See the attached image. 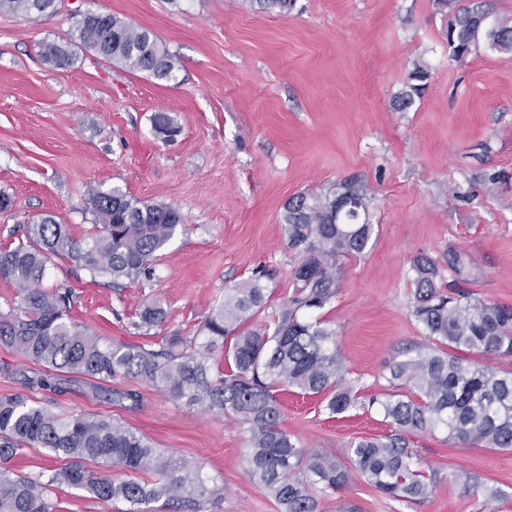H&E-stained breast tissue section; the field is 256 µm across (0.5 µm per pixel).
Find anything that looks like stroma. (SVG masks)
<instances>
[{
  "label": "stroma",
  "instance_id": "obj_1",
  "mask_svg": "<svg viewBox=\"0 0 512 512\" xmlns=\"http://www.w3.org/2000/svg\"><path fill=\"white\" fill-rule=\"evenodd\" d=\"M110 13L148 30L179 61L160 80L76 47L58 69L40 55L76 35L77 9ZM433 0H61L57 12L0 13V247L50 214L71 237L95 231L87 189L118 186L147 204H171L185 222L158 253L150 280L116 290L91 284L65 259L45 286L66 284L73 320L104 342L159 348L195 336L225 289L261 275L267 303L246 323L262 328L291 295L300 256L279 218L285 201L356 178L373 198L371 247L343 259L335 299L318 316L336 333L351 377L389 392L384 366L428 340L411 314V266L438 264V286L512 305V55L488 45L457 60ZM429 71L404 112L393 100L415 65ZM177 133L159 139L154 118ZM465 268L457 275L449 254ZM159 301L165 320L135 329ZM0 345V399L22 396L59 414L111 416L162 454L202 465L224 488L210 512H282L248 475V434L233 418L189 408L142 379L113 381L138 403L113 402L77 380L60 393L24 384L40 371ZM282 427L304 447L347 460L351 442L389 427L378 412L328 418L319 396L279 392ZM415 464L436 471L427 501L407 505L360 479L320 497L318 512H487L466 491L473 476L500 489L494 512H512V450L463 448L446 433H419Z\"/></svg>",
  "mask_w": 512,
  "mask_h": 512
}]
</instances>
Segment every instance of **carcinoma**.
Wrapping results in <instances>:
<instances>
[{
  "label": "carcinoma",
  "instance_id": "1",
  "mask_svg": "<svg viewBox=\"0 0 512 512\" xmlns=\"http://www.w3.org/2000/svg\"><path fill=\"white\" fill-rule=\"evenodd\" d=\"M435 4L449 17L445 40L452 57H463L482 43L512 53V25L493 18L492 0ZM55 7V0H0L1 13L26 17ZM76 37L108 62L158 79L175 78L174 55L150 32L115 15L80 14ZM43 56L57 68L74 59L68 41L44 45ZM427 77L428 71L415 65L394 97L397 111L412 107ZM339 188L358 203L361 217L368 216L371 197L353 179L340 180L326 192H300L283 207L288 247L301 261L294 271L293 295L264 328L240 332L266 304V286L255 276L224 290V301L203 322V341L174 334L154 350L102 342L71 320L72 289L41 287L55 258L75 263L93 281L108 278L115 288L147 280L157 252L184 223L171 205L145 204L118 186L109 191L91 187L97 228L91 243H78L67 225L46 215L26 225L17 243L0 247V278L19 288V301L0 313V343L44 367L24 377L31 387L60 392L66 381L88 379L94 391L135 404V391L108 383L141 378L189 407L233 417L249 432L248 474L283 512H317L318 497L345 487L354 473L390 498L421 503L433 493L437 475L414 466L409 436L440 430L464 447L512 450V372L501 374L465 357H512V305L488 304L452 288L443 292L436 284L435 260L417 257L411 314L438 347L410 348L393 356L386 371L396 392L364 398L336 351L334 332L322 320L311 319L336 297L340 260L363 253L372 240L371 224L336 223ZM165 315L161 304L153 302L142 310L136 327H154ZM222 346L227 369L214 375L209 361ZM282 385L321 396L331 418L375 408L390 434L354 442L348 466L313 452L281 427L276 392ZM25 448H45L69 464L35 479L15 476L3 463ZM95 466L126 478L101 475ZM144 472L155 478H136ZM60 485L83 489L101 502L123 500L129 512H150L148 505L161 499L177 504L178 512H209L223 491L207 483L200 466L158 453L143 436L108 416H62L22 396L0 399V512H55L50 494Z\"/></svg>",
  "mask_w": 512,
  "mask_h": 512
}]
</instances>
